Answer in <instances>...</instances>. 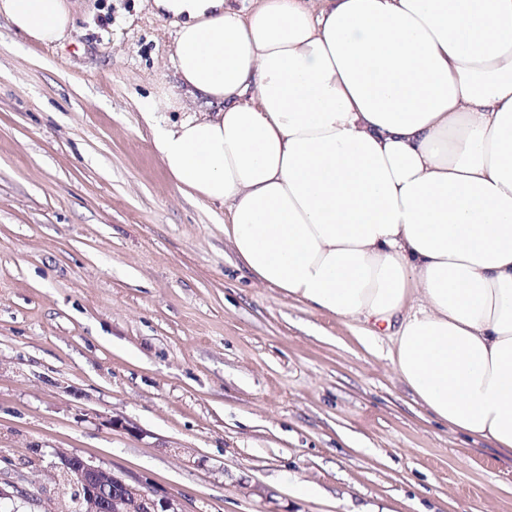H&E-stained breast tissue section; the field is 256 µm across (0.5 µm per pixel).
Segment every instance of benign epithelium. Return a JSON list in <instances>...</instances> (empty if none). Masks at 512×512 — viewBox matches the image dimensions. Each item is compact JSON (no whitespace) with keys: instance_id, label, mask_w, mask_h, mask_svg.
<instances>
[{"instance_id":"benign-epithelium-1","label":"benign epithelium","mask_w":512,"mask_h":512,"mask_svg":"<svg viewBox=\"0 0 512 512\" xmlns=\"http://www.w3.org/2000/svg\"><path fill=\"white\" fill-rule=\"evenodd\" d=\"M63 474L83 490L84 512H181L174 500L78 455L60 458Z\"/></svg>"}]
</instances>
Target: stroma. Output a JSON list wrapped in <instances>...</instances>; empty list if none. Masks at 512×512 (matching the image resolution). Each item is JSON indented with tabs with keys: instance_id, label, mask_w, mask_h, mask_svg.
I'll return each instance as SVG.
<instances>
[{
	"instance_id": "1",
	"label": "stroma",
	"mask_w": 512,
	"mask_h": 512,
	"mask_svg": "<svg viewBox=\"0 0 512 512\" xmlns=\"http://www.w3.org/2000/svg\"><path fill=\"white\" fill-rule=\"evenodd\" d=\"M0 19V512H59L75 454L180 512H512V458L449 432L367 327L257 283L148 107L200 111L148 0ZM310 495H302L300 486ZM69 0H1L0 17L18 33L53 45L75 25Z\"/></svg>"
}]
</instances>
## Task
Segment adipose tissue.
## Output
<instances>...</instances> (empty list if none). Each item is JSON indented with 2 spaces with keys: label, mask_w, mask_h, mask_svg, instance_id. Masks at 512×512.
<instances>
[{
  "label": "adipose tissue",
  "mask_w": 512,
  "mask_h": 512,
  "mask_svg": "<svg viewBox=\"0 0 512 512\" xmlns=\"http://www.w3.org/2000/svg\"><path fill=\"white\" fill-rule=\"evenodd\" d=\"M205 109L155 125L186 196L228 205L260 283L393 326L450 432L512 455V0H152ZM43 45L69 0H0Z\"/></svg>",
  "instance_id": "1"
}]
</instances>
